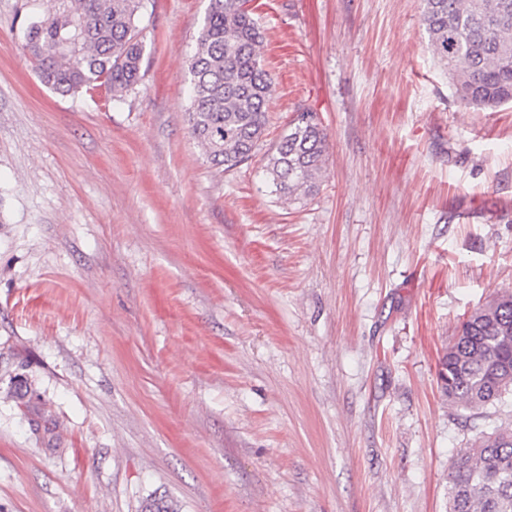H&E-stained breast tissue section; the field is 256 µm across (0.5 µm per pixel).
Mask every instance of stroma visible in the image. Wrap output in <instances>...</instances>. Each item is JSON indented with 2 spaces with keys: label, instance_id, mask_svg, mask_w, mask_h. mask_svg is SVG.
Listing matches in <instances>:
<instances>
[{
  "label": "stroma",
  "instance_id": "1",
  "mask_svg": "<svg viewBox=\"0 0 512 512\" xmlns=\"http://www.w3.org/2000/svg\"><path fill=\"white\" fill-rule=\"evenodd\" d=\"M208 0H147L141 80L45 88L0 0V512H448L462 318L512 291V106L461 105L417 0H252L265 147L319 113L328 170L277 202L191 136Z\"/></svg>",
  "mask_w": 512,
  "mask_h": 512
}]
</instances>
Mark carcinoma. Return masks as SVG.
I'll return each instance as SVG.
<instances>
[{
    "instance_id": "1",
    "label": "carcinoma",
    "mask_w": 512,
    "mask_h": 512,
    "mask_svg": "<svg viewBox=\"0 0 512 512\" xmlns=\"http://www.w3.org/2000/svg\"><path fill=\"white\" fill-rule=\"evenodd\" d=\"M250 0H209L186 74L188 123L207 161L230 172L263 146L272 81ZM144 0H21L25 49L39 81L61 94L104 86L123 100L140 80ZM429 48L465 106L512 103V0H419ZM328 134L302 108L264 154L279 199L315 193L326 172ZM448 402L480 410L512 394V292L471 312L439 362ZM448 512H512V428L458 450L448 472Z\"/></svg>"
}]
</instances>
